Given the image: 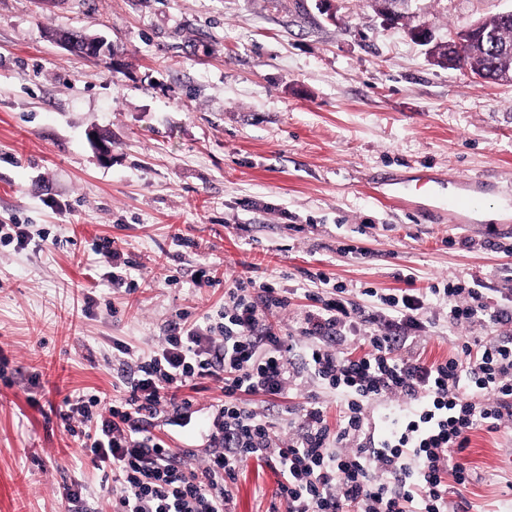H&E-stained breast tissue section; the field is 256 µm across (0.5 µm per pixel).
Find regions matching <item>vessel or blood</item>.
Segmentation results:
<instances>
[{
	"label": "vessel or blood",
	"instance_id": "b4317fda",
	"mask_svg": "<svg viewBox=\"0 0 512 512\" xmlns=\"http://www.w3.org/2000/svg\"><path fill=\"white\" fill-rule=\"evenodd\" d=\"M480 187V182L469 181L452 192L443 176L423 170L412 179L395 183L393 194L409 213L424 217L436 212L459 223L465 215L482 209L484 197Z\"/></svg>",
	"mask_w": 512,
	"mask_h": 512
}]
</instances>
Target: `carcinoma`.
Here are the masks:
<instances>
[{
    "label": "carcinoma",
    "instance_id": "1",
    "mask_svg": "<svg viewBox=\"0 0 512 512\" xmlns=\"http://www.w3.org/2000/svg\"><path fill=\"white\" fill-rule=\"evenodd\" d=\"M484 25L496 33V40L481 48L476 37L460 38L450 68L467 69L483 80L494 81L499 72L512 69V21L493 15L484 19Z\"/></svg>",
    "mask_w": 512,
    "mask_h": 512
}]
</instances>
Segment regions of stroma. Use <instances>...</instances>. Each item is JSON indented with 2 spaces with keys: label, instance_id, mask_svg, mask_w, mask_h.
Segmentation results:
<instances>
[{
  "label": "stroma",
  "instance_id": "stroma-1",
  "mask_svg": "<svg viewBox=\"0 0 512 512\" xmlns=\"http://www.w3.org/2000/svg\"><path fill=\"white\" fill-rule=\"evenodd\" d=\"M512 9V0H415L436 43ZM104 37L114 61L74 56L52 30ZM106 137L102 162L90 133ZM432 169L497 184V218L452 224L397 210L383 175ZM0 224H25L26 247L0 243V512H65L64 484L86 485L109 512L111 484L84 460L58 409L72 392L111 391L114 343L147 357L180 314L224 308L239 277L269 282L272 312L299 333L305 272L388 294L478 277L512 306V86L437 65L372 0H0ZM119 252L97 255V239ZM131 262L140 289L111 283ZM225 284L197 289L196 272ZM84 292L74 291V283ZM87 315L68 318L70 309ZM416 352L429 363L510 326H449L430 306ZM337 427L335 393L306 378L287 396L244 395L275 445L297 435L308 396ZM465 483L448 500L469 512H512V423L470 432ZM266 459L243 462L232 512H285Z\"/></svg>",
  "mask_w": 512,
  "mask_h": 512
}]
</instances>
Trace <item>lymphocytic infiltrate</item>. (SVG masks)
Segmentation results:
<instances>
[{
  "label": "lymphocytic infiltrate",
  "instance_id": "1",
  "mask_svg": "<svg viewBox=\"0 0 512 512\" xmlns=\"http://www.w3.org/2000/svg\"><path fill=\"white\" fill-rule=\"evenodd\" d=\"M304 296L312 303L299 339L278 334L266 310L287 305L272 286L251 293L228 289L223 322L170 323L163 344L125 375L122 394H79L61 411L80 415L82 446L95 468L112 478V512H230V485L241 463L276 458L283 468L278 487L287 512H448L446 477L464 483L467 468L458 456L474 429H496L512 421V336L463 344L457 356L426 363L415 355L424 327L426 297L446 307L452 325L480 320L512 323V312L489 304L480 280L449 279L427 295L401 290L366 296L384 306L387 317L353 321L344 289L321 272L307 273ZM358 342L361 356L345 354ZM301 349L303 370L288 366ZM310 373L336 392L343 406L337 430L325 409L311 400L302 408L297 439L272 445L264 416L241 400L245 393L285 394ZM223 380L224 400L212 412L201 468H183L172 449L145 434V416L169 413L173 427H195L191 391L204 379ZM395 394L407 406L385 414V431L367 416L380 398ZM360 448L347 450L354 437Z\"/></svg>",
  "mask_w": 512,
  "mask_h": 512
}]
</instances>
